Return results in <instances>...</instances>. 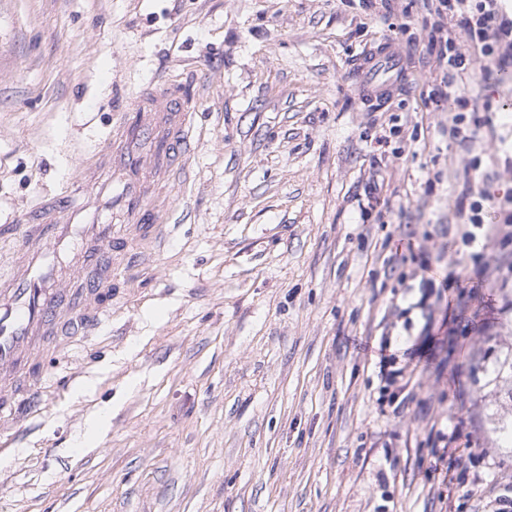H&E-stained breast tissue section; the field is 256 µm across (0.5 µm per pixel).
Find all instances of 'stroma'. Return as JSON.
Listing matches in <instances>:
<instances>
[{"instance_id": "obj_1", "label": "stroma", "mask_w": 512, "mask_h": 512, "mask_svg": "<svg viewBox=\"0 0 512 512\" xmlns=\"http://www.w3.org/2000/svg\"><path fill=\"white\" fill-rule=\"evenodd\" d=\"M425 25L421 0H0V272L44 196L86 193L136 88L193 82L200 135L163 253L0 437V512H496L512 224L485 246L448 219L472 163L512 194V71L460 82L501 106L463 151L424 103ZM389 41L404 82L366 102L355 62Z\"/></svg>"}]
</instances>
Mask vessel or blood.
<instances>
[{
	"instance_id": "1",
	"label": "vessel or blood",
	"mask_w": 512,
	"mask_h": 512,
	"mask_svg": "<svg viewBox=\"0 0 512 512\" xmlns=\"http://www.w3.org/2000/svg\"><path fill=\"white\" fill-rule=\"evenodd\" d=\"M401 67L394 45L365 52L357 64L364 96L375 99L400 86ZM193 115L188 94L168 85L143 87L118 113L99 159L83 171L88 204L75 209L67 198L52 199L37 223L26 225L18 260L0 274V412L20 402L36 409L32 388L44 376L47 351H61L65 341L100 326L117 272L156 257L166 236L159 203L189 174ZM107 194L120 218L113 225L96 220ZM70 240L88 253L89 271L79 284L54 269L57 248Z\"/></svg>"
}]
</instances>
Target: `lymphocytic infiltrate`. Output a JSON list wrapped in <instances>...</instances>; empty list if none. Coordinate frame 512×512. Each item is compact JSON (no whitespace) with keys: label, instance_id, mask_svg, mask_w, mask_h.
Listing matches in <instances>:
<instances>
[{"label":"lymphocytic infiltrate","instance_id":"f902f5d3","mask_svg":"<svg viewBox=\"0 0 512 512\" xmlns=\"http://www.w3.org/2000/svg\"><path fill=\"white\" fill-rule=\"evenodd\" d=\"M422 5L432 20L428 42L436 50L428 99L435 104L453 100L458 111L451 118L448 134L462 144L473 141L491 126L497 107L480 95H458L457 81L467 74L485 83L512 67V14L503 0H422ZM454 17L461 20L455 30L448 26ZM466 45L477 50V57L463 53Z\"/></svg>","mask_w":512,"mask_h":512}]
</instances>
